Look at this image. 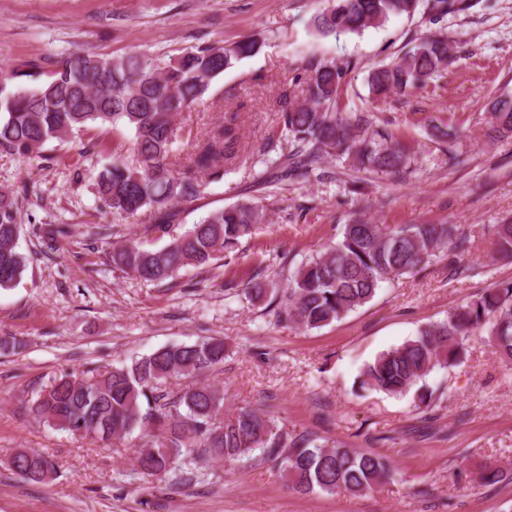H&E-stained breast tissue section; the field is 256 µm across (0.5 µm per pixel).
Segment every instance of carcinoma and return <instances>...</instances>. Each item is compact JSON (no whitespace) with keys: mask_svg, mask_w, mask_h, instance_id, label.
<instances>
[{"mask_svg":"<svg viewBox=\"0 0 512 512\" xmlns=\"http://www.w3.org/2000/svg\"><path fill=\"white\" fill-rule=\"evenodd\" d=\"M419 0H334L318 13L313 26L321 35L360 32L386 23L390 16L415 12ZM257 39L229 46L205 45L185 51L158 70L142 56L120 59L70 53L56 62L51 79L37 88L7 89L0 80V147L19 155L38 153L52 140L64 141L92 125L125 126L134 132L133 159L113 157L95 177L104 205L114 213H155L147 230L170 236L161 248L129 241L112 248L115 270L145 282H163L188 267H203L235 249L262 223L260 207L249 202L208 213L192 228L169 235L174 203L194 200L226 173L227 166H254L240 145L236 114L225 116L193 143L186 162L176 161L174 116L203 102L215 78L234 62L256 55ZM448 38L442 32L418 40L402 56L373 70L371 93L380 101L392 94L438 80L448 67ZM347 67L334 60L310 62L277 100L282 141L269 145L277 153V182L321 180L320 161L346 158L351 170L398 173L411 163L410 152L378 119L367 112H342L341 86ZM491 129L512 137V100L492 104ZM184 171L175 172L176 166ZM19 207L0 192V288L21 280L27 257L20 251ZM41 245L57 249L64 228L34 226ZM487 234L496 252L512 256V223L490 224ZM470 231L461 224H371L353 217L342 237L304 262L288 277L282 295L284 320L301 329H320L370 303L385 283L414 274L441 254L469 249ZM479 338L512 365V282L501 283L480 298L448 312V317L421 328L414 338L385 351L365 365L360 386L393 396L414 393L418 404L431 406L427 378L455 367L468 343ZM220 338L162 347L129 363L63 372L39 394L31 412L53 428L108 441L139 430L149 437L135 458L134 472L165 477L173 485L196 481L204 465H232L255 459L281 473L304 493L361 496L388 476L381 455L319 444L309 435L284 432L266 410L242 407L224 416V394L194 378L224 362ZM188 383L175 391L168 379ZM260 456H254L255 451ZM9 465L31 484L48 482L54 462L26 448Z\"/></svg>","mask_w":512,"mask_h":512,"instance_id":"carcinoma-1","label":"carcinoma"}]
</instances>
